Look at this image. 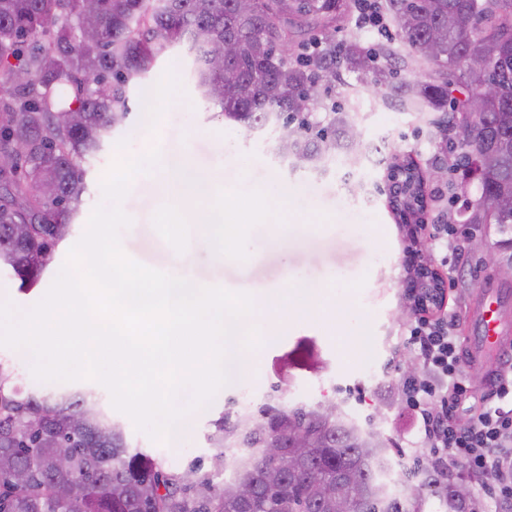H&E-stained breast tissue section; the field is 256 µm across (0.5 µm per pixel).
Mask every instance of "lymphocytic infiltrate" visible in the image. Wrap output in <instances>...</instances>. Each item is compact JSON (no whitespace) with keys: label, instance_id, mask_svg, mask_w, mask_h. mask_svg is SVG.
Returning <instances> with one entry per match:
<instances>
[{"label":"lymphocytic infiltrate","instance_id":"lymphocytic-infiltrate-1","mask_svg":"<svg viewBox=\"0 0 512 512\" xmlns=\"http://www.w3.org/2000/svg\"><path fill=\"white\" fill-rule=\"evenodd\" d=\"M408 342L424 372L405 378L402 394L439 475L456 464L460 475L492 479L493 497L512 500V408L486 406L469 418L459 413L467 393L464 359L446 303L418 309Z\"/></svg>","mask_w":512,"mask_h":512}]
</instances>
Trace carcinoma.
Wrapping results in <instances>:
<instances>
[{"label": "carcinoma", "instance_id": "carcinoma-1", "mask_svg": "<svg viewBox=\"0 0 512 512\" xmlns=\"http://www.w3.org/2000/svg\"><path fill=\"white\" fill-rule=\"evenodd\" d=\"M360 2L253 0L244 9L239 0H0V71L12 84L0 102V149L14 142L29 151V167L0 170V266L23 286L39 281L85 192L82 163L125 124L130 82L175 43L189 45L197 88L225 119L278 132L276 153L315 169L358 146L347 114L333 111L321 123L298 108L336 81L338 65L404 108L439 113V152L454 154L461 194L471 173L481 189L447 223L512 233V208H495L512 199V0H382L408 54L443 67L438 80L413 86L396 84L380 54L358 41L336 45V19ZM294 28L320 37L296 42ZM467 57L486 61L496 94L479 91L463 70ZM460 125L475 131L472 141H455ZM392 183L397 223H424L426 184ZM299 367L319 373L328 364L314 346H297L279 359L278 390ZM13 374L14 364L0 363V512H420L422 490L436 485L429 473L411 499L392 496L382 481L388 441L336 402L288 407L270 399L255 411L229 402L207 436L214 466L231 470L219 483L197 465L179 472L130 449L123 424L93 391L25 392ZM269 445L285 460L264 455ZM344 477L358 491L343 510L336 486Z\"/></svg>", "mask_w": 512, "mask_h": 512}]
</instances>
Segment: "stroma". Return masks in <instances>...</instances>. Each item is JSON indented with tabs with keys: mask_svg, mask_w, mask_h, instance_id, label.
Segmentation results:
<instances>
[{
	"mask_svg": "<svg viewBox=\"0 0 512 512\" xmlns=\"http://www.w3.org/2000/svg\"><path fill=\"white\" fill-rule=\"evenodd\" d=\"M358 38L363 47L389 46L398 54L406 48L396 24L377 31L360 24L358 13L340 22L337 42ZM165 99L162 110L142 100L139 85L129 87L131 114L114 129L96 156L87 159L86 191L71 219L69 236L55 248L40 280L29 291L9 269L0 270V301L26 311L47 292L70 249L84 234L92 211L103 204L101 179L122 157H138L147 145L161 152L160 171L189 167L207 173L210 192L206 206L226 198H250L268 189L260 208H247L236 235L248 237V252L225 253L213 237H201L196 225L172 224L167 201L160 196L153 174L134 177L122 208L131 223L121 232V246L132 260L168 274L254 293L264 288L280 293L285 305L279 322L253 312L259 332H275V339L253 350L254 371L242 381L253 406L275 396L278 382L274 358L301 339L314 340L330 362L315 377L299 370L284 394L286 404L315 406L342 403L361 427H372L392 442V468L386 476L390 492L399 498L420 484L431 461L422 452V435L403 400H390L405 364L397 358L415 322L402 311L405 300L409 240L389 207L386 160L411 156L428 167L437 155L441 131L431 112H408L387 102L384 94L359 85L355 74L340 71L335 84L321 91L316 109L326 118L331 108L349 112L361 132L356 152H337L327 171L317 174L291 169L275 156L273 132L254 134L225 121L220 106L207 101L195 87L192 57L186 45L161 54L145 78ZM502 239L495 225L462 224L451 245L460 248L461 266L442 270L454 315V334L467 345L472 333L467 313L475 311L481 288L500 282L484 262L486 252H499ZM321 289L324 313L299 317L294 309L309 286ZM230 392L221 388L209 404L210 413L197 420L192 433L180 441H156L139 431L131 419L115 412L125 426L131 446L163 456L167 466L183 470L208 467L214 450L206 435L209 422L227 407Z\"/></svg>",
	"mask_w": 512,
	"mask_h": 512,
	"instance_id": "1",
	"label": "stroma"
}]
</instances>
